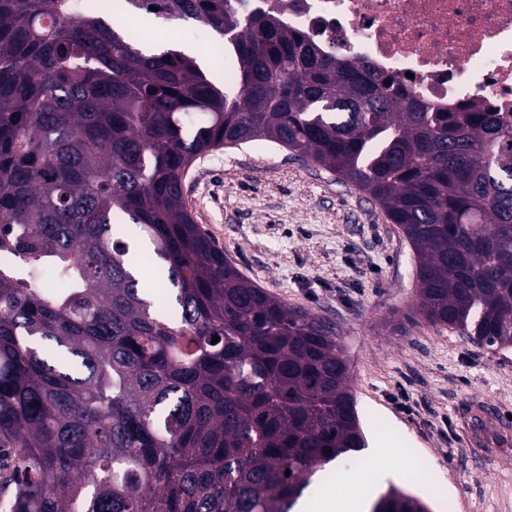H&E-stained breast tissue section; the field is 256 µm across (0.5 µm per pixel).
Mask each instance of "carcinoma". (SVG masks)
I'll use <instances>...</instances> for the list:
<instances>
[{"label":"carcinoma","instance_id":"carcinoma-1","mask_svg":"<svg viewBox=\"0 0 512 512\" xmlns=\"http://www.w3.org/2000/svg\"><path fill=\"white\" fill-rule=\"evenodd\" d=\"M124 2L212 31L224 83L101 0H0V487L9 512H292L365 447L345 350L224 259L183 177L262 141L327 167L410 241L421 316L504 348L512 123L409 99L278 4Z\"/></svg>","mask_w":512,"mask_h":512}]
</instances>
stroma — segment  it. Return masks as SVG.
<instances>
[{
	"label": "stroma",
	"mask_w": 512,
	"mask_h": 512,
	"mask_svg": "<svg viewBox=\"0 0 512 512\" xmlns=\"http://www.w3.org/2000/svg\"><path fill=\"white\" fill-rule=\"evenodd\" d=\"M199 25L164 15L149 37L177 32L203 58ZM197 224L268 294L332 322L350 360L368 443L394 448L400 489L432 512H512V445H468L461 413L495 404L512 413V347L488 348L417 315L414 250L354 183L278 145L224 148L184 180Z\"/></svg>",
	"instance_id": "stroma-1"
}]
</instances>
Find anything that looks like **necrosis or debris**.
Here are the masks:
<instances>
[{"label": "necrosis or debris", "mask_w": 512, "mask_h": 512, "mask_svg": "<svg viewBox=\"0 0 512 512\" xmlns=\"http://www.w3.org/2000/svg\"><path fill=\"white\" fill-rule=\"evenodd\" d=\"M288 24L415 99L512 115V0H283Z\"/></svg>", "instance_id": "necrosis-or-debris-1"}]
</instances>
